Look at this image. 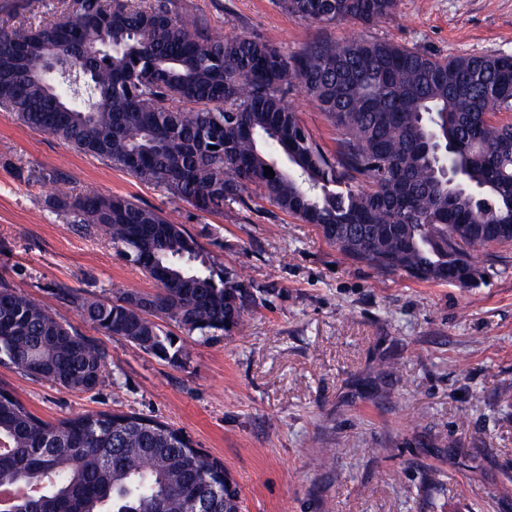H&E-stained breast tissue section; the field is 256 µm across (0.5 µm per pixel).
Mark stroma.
Instances as JSON below:
<instances>
[{"label": "stroma", "instance_id": "35a3bbf8", "mask_svg": "<svg viewBox=\"0 0 512 512\" xmlns=\"http://www.w3.org/2000/svg\"><path fill=\"white\" fill-rule=\"evenodd\" d=\"M210 33L257 35L294 53L360 35L439 56L512 54V0H399L371 27L292 17L278 0H175ZM75 0H0V29L74 12ZM310 135L335 128L297 88ZM80 191L174 213L257 297L227 335L185 338L176 367L77 316L57 285L108 299L152 283L93 227L56 208L58 178ZM486 279L421 282L353 262L317 227L250 198L221 214L170 199L0 110V280L107 353L102 384L72 392L0 366V386L45 420L135 412L182 429L223 463L244 512H512V246L479 249ZM392 370L378 379V362ZM436 474L434 490L422 478Z\"/></svg>", "mask_w": 512, "mask_h": 512}]
</instances>
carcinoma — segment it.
Segmentation results:
<instances>
[{
  "label": "carcinoma",
  "mask_w": 512,
  "mask_h": 512,
  "mask_svg": "<svg viewBox=\"0 0 512 512\" xmlns=\"http://www.w3.org/2000/svg\"><path fill=\"white\" fill-rule=\"evenodd\" d=\"M318 24L373 25L398 0H282ZM59 54L82 75L54 83ZM296 83L338 134L331 153L288 106ZM0 108L203 214L255 195L319 228L343 256L417 281L487 275L476 248L512 243V55L448 57L385 39L317 41L288 54L249 35L203 36L174 0H81L75 13L0 31ZM275 175H265V167ZM68 223L94 226L154 284L59 297L108 336L179 366L184 335L243 324L251 285L170 214L133 198L64 191ZM64 389L99 386L105 352L0 281V365ZM38 484L5 512H242L224 466L180 429L101 411L55 422L0 388V487Z\"/></svg>",
  "instance_id": "cac0c4a2"
}]
</instances>
